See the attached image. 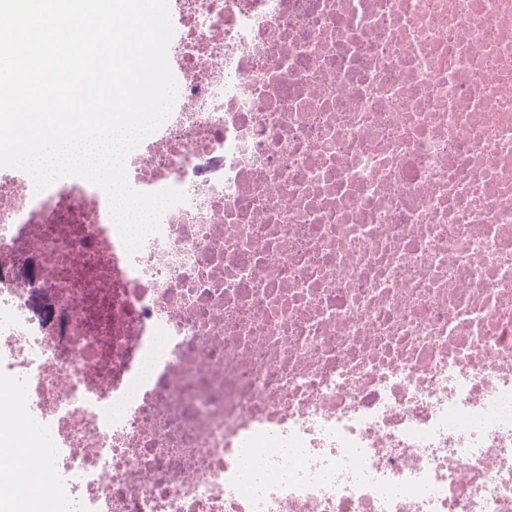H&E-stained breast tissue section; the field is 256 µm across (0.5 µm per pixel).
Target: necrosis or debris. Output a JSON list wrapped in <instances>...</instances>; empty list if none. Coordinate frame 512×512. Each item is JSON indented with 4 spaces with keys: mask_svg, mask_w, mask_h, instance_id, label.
Masks as SVG:
<instances>
[{
    "mask_svg": "<svg viewBox=\"0 0 512 512\" xmlns=\"http://www.w3.org/2000/svg\"><path fill=\"white\" fill-rule=\"evenodd\" d=\"M171 7L160 233L0 172V497L512 512V0Z\"/></svg>",
    "mask_w": 512,
    "mask_h": 512,
    "instance_id": "4bbe7bcc",
    "label": "necrosis or debris"
}]
</instances>
